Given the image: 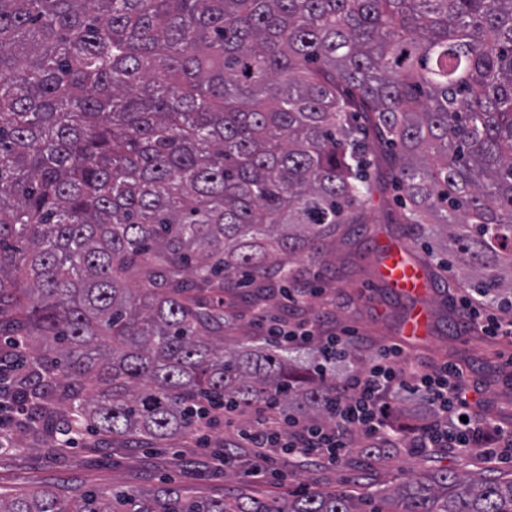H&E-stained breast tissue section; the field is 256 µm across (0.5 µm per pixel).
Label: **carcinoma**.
Instances as JSON below:
<instances>
[{
	"instance_id": "obj_1",
	"label": "carcinoma",
	"mask_w": 512,
	"mask_h": 512,
	"mask_svg": "<svg viewBox=\"0 0 512 512\" xmlns=\"http://www.w3.org/2000/svg\"><path fill=\"white\" fill-rule=\"evenodd\" d=\"M398 224L446 230L473 296L512 293V0H0V367L22 428L158 445L193 410L278 394L330 421L282 348L224 347V293L303 282L364 223L381 167ZM370 461L393 452L364 439ZM399 512H512V472L419 471ZM32 487L0 512H366Z\"/></svg>"
}]
</instances>
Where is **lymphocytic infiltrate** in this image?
Here are the masks:
<instances>
[{"label": "lymphocytic infiltrate", "mask_w": 512, "mask_h": 512, "mask_svg": "<svg viewBox=\"0 0 512 512\" xmlns=\"http://www.w3.org/2000/svg\"><path fill=\"white\" fill-rule=\"evenodd\" d=\"M252 315L264 325L267 340L307 351L309 368L318 379L343 374L349 391L332 396L328 404L331 421L327 424L308 421L296 412H283L278 398L269 397L258 426L238 431L241 440L252 448V455L224 454L217 458L216 469L273 472L283 455L335 466L349 455L350 438L356 434L381 448L399 447L388 424L387 399L393 395L412 396L424 409L423 421L411 442L414 452L427 455L437 448L476 446L487 457L512 456V429L507 431L493 423L482 429L470 422L467 380L457 367L420 368L393 344L380 347L368 367L358 371L349 361L351 332L325 336L318 320L303 319L291 325L272 319L260 306L253 308Z\"/></svg>", "instance_id": "lymphocytic-infiltrate-1"}]
</instances>
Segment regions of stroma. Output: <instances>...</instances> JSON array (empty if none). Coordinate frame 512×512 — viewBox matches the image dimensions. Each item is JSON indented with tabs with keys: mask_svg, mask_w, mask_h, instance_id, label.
<instances>
[{
	"mask_svg": "<svg viewBox=\"0 0 512 512\" xmlns=\"http://www.w3.org/2000/svg\"><path fill=\"white\" fill-rule=\"evenodd\" d=\"M393 208L391 191L374 192L365 206V230L338 240L329 268L322 273V288L336 296L335 309L322 321L323 333L354 330L353 354L361 369L380 346L390 343L402 344L408 358L430 366L459 364L478 387V415L511 423L512 340H491L478 327L460 325V310L448 296V274L437 267L444 258L439 251L443 236L411 235L405 225L391 222ZM389 245L404 247L408 257L425 259L438 270L426 300L430 312L427 335L408 340L400 335L414 301L393 293L378 277L381 250ZM16 440L25 444V451L0 450L2 493L34 486L147 490L166 482L203 498L232 497L245 488L259 497L284 498L302 483L327 492L353 488L373 501L379 490L405 484L422 469L462 474L490 466L500 472L512 471V462H490L476 452L460 454L440 448L430 457H412L401 450L385 462L367 466L353 456L335 469L291 463L288 481L283 484L263 475L215 473L210 456L198 448L191 435L152 448L121 439H99L68 448L21 430Z\"/></svg>",
	"mask_w": 512,
	"mask_h": 512,
	"instance_id": "1",
	"label": "stroma"
}]
</instances>
